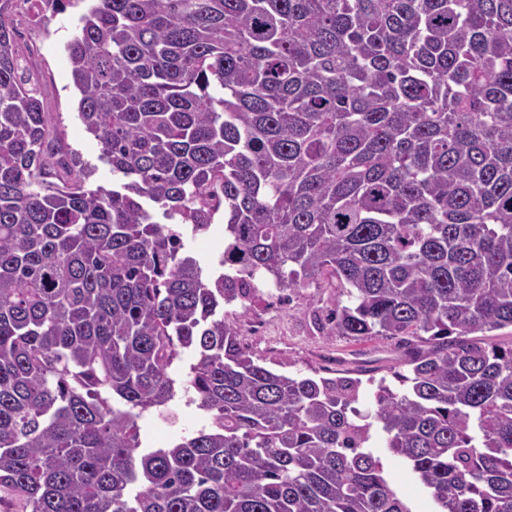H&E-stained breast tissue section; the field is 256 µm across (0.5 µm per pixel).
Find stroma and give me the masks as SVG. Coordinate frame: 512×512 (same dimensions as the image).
Segmentation results:
<instances>
[{
    "instance_id": "stroma-1",
    "label": "stroma",
    "mask_w": 512,
    "mask_h": 512,
    "mask_svg": "<svg viewBox=\"0 0 512 512\" xmlns=\"http://www.w3.org/2000/svg\"><path fill=\"white\" fill-rule=\"evenodd\" d=\"M13 14L22 33V45L32 51L31 62L39 75L44 107L51 112L64 143L78 151L83 163L92 168L90 187L112 188L118 180L102 160L98 141L78 118L80 95L73 84L65 52L78 25L80 9L70 8L40 21L20 7L14 9ZM183 239L187 252L200 261L205 272L219 271V259L224 251L223 218H216L204 234L184 228ZM336 301V287L328 281L302 289L287 299L276 289L266 288L250 295L245 302L225 306L224 315L236 323L239 334L246 336L247 346L278 373L364 380L366 386L360 407L367 410L372 406L374 393L369 379L387 378L399 370L406 348L398 340L384 336L356 341L327 335L322 322ZM254 317L266 318L267 331L250 338L246 335L247 324ZM172 407L177 416L176 425H169L153 413L142 419L149 445L169 444L182 433L202 426V412L196 406L186 405L184 395H177ZM382 458L389 481L410 499L414 512H429L428 496L400 459L387 452Z\"/></svg>"
}]
</instances>
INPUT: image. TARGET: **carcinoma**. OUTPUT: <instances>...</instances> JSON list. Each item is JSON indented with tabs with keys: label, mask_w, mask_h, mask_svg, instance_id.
Segmentation results:
<instances>
[{
	"label": "carcinoma",
	"mask_w": 512,
	"mask_h": 512,
	"mask_svg": "<svg viewBox=\"0 0 512 512\" xmlns=\"http://www.w3.org/2000/svg\"><path fill=\"white\" fill-rule=\"evenodd\" d=\"M0 0V490L23 512H512V0H94L63 144ZM170 224L155 220L146 202ZM227 244L206 276L174 224ZM339 296L330 336L407 370L279 374L224 306ZM189 351L182 380L173 367ZM190 395L208 426L142 452ZM375 449L384 460L385 472L389 481L410 499L412 509L418 512L432 511L428 496L400 459L388 453L386 448Z\"/></svg>",
	"instance_id": "obj_1"
}]
</instances>
